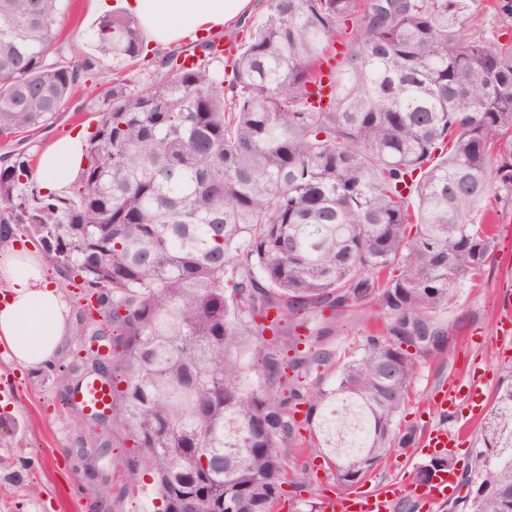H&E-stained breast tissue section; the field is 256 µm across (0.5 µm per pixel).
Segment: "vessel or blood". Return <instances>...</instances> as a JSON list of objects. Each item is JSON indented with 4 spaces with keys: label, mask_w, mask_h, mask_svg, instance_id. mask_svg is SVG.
<instances>
[{
    "label": "vessel or blood",
    "mask_w": 512,
    "mask_h": 512,
    "mask_svg": "<svg viewBox=\"0 0 512 512\" xmlns=\"http://www.w3.org/2000/svg\"><path fill=\"white\" fill-rule=\"evenodd\" d=\"M482 392L478 383L461 384L449 380L441 387L436 407L440 413L447 414L460 405H468L470 409L481 407ZM112 396L108 388L97 383H89L72 401L77 405H107ZM457 491L454 472L437 471L432 482L426 488H419L401 481H392L373 493L359 492L347 497L330 498L325 502L327 512H390L394 503L405 497H416L426 494L428 501L435 502L453 496Z\"/></svg>",
    "instance_id": "b4317fda"
}]
</instances>
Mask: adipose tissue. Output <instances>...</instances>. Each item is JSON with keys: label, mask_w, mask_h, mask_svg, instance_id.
Listing matches in <instances>:
<instances>
[{"label": "adipose tissue", "mask_w": 512, "mask_h": 512, "mask_svg": "<svg viewBox=\"0 0 512 512\" xmlns=\"http://www.w3.org/2000/svg\"><path fill=\"white\" fill-rule=\"evenodd\" d=\"M151 46L169 47L249 13L251 0H123ZM86 165L85 139L76 134L54 142L38 157L32 177L43 193H58L67 175ZM66 305L57 285L46 278L44 263L17 246L0 248V341L21 366L50 362L67 334Z\"/></svg>", "instance_id": "adipose-tissue-1"}]
</instances>
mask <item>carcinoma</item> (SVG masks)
<instances>
[{"label": "carcinoma", "mask_w": 512, "mask_h": 512, "mask_svg": "<svg viewBox=\"0 0 512 512\" xmlns=\"http://www.w3.org/2000/svg\"><path fill=\"white\" fill-rule=\"evenodd\" d=\"M66 2L0 0L3 139L51 125L95 69L54 58ZM265 2L243 51L202 41L192 67L169 54L141 90L122 76L148 54L138 21L102 16L89 38L112 59L108 108L68 193L29 188L28 153L0 156V240L18 230L97 296L101 319L79 315L77 333L112 337V418L161 512H192L198 492L264 512L304 404L344 490L408 446L396 418L419 357L443 351L430 315L494 251L491 225L470 213L512 198V57L470 35L466 0ZM370 305L391 315L385 334L337 357L324 339ZM282 322L288 348L305 338L314 350L283 362L264 339ZM321 366L336 383L312 393L298 372ZM481 439L465 473L478 486L453 505L512 512V384ZM441 467L455 470L452 454L417 480Z\"/></svg>", "instance_id": "cac0c4a2"}]
</instances>
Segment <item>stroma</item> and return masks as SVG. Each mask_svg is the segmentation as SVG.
Wrapping results in <instances>:
<instances>
[{
    "mask_svg": "<svg viewBox=\"0 0 512 512\" xmlns=\"http://www.w3.org/2000/svg\"><path fill=\"white\" fill-rule=\"evenodd\" d=\"M506 2L474 0L471 31L512 54V15L504 9ZM100 15L96 0H70L58 27L67 49L95 58L98 71L108 75L111 60L98 56L89 38ZM104 108L103 90L78 87L53 127L32 132L16 147L38 156L59 138L93 131ZM471 217L496 224L495 258L466 281L454 304L434 315L450 342L438 358L423 359L398 418L419 441L436 427L456 424L433 406L437 389L448 379L478 380L487 404L507 384L505 370L512 366V338L500 330L512 316V201L487 199ZM389 320L386 310L369 306L348 318L328 343L338 353H351ZM83 354L84 339L73 331L64 336L51 363L26 369L14 363L9 347L0 342V512H157L151 476L137 481L129 476L127 465L139 456L119 423L109 425L106 432L108 454L94 463L79 454L95 445L88 425L74 420L66 396L68 384L76 383L82 373ZM296 418L303 423L301 436L285 451L283 493L271 512H295L309 502L321 506L340 491L333 462L312 446V426L305 424L304 413ZM428 461L414 448L397 450L356 489L367 492L394 480H411Z\"/></svg>",
    "mask_w": 512,
    "mask_h": 512,
    "instance_id": "obj_1",
    "label": "stroma"
}]
</instances>
